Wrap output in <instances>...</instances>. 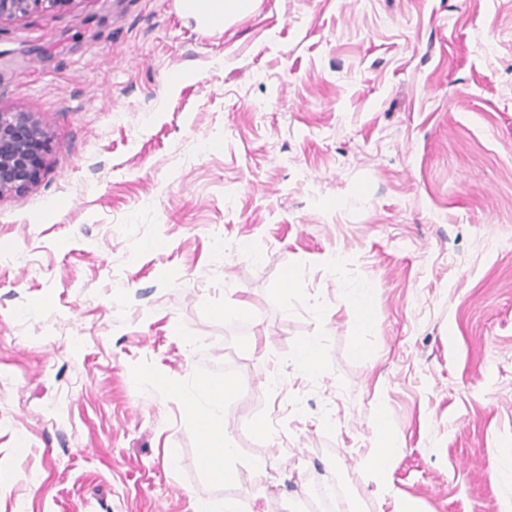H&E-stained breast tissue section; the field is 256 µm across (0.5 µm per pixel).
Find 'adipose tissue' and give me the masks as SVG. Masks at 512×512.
<instances>
[{"label": "adipose tissue", "mask_w": 512, "mask_h": 512, "mask_svg": "<svg viewBox=\"0 0 512 512\" xmlns=\"http://www.w3.org/2000/svg\"><path fill=\"white\" fill-rule=\"evenodd\" d=\"M184 399L187 408L201 421L204 436L201 455L210 476L218 482L233 480L234 473L228 462L234 456L235 448L220 415L224 405L223 386L202 382L196 392L185 393Z\"/></svg>", "instance_id": "obj_1"}]
</instances>
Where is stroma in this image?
<instances>
[{"label": "stroma", "instance_id": "obj_1", "mask_svg": "<svg viewBox=\"0 0 512 512\" xmlns=\"http://www.w3.org/2000/svg\"><path fill=\"white\" fill-rule=\"evenodd\" d=\"M0 111L50 138L0 197V512L512 498V0H254L210 33L70 0L0 21ZM203 381L228 484L175 394ZM183 398L187 408L201 421L204 436L201 455L210 476L218 482L233 480L234 473L227 462L235 455L236 448L219 414L224 405V385L202 382L196 392L183 393Z\"/></svg>", "mask_w": 512, "mask_h": 512}]
</instances>
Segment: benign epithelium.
I'll use <instances>...</instances> for the list:
<instances>
[{
    "instance_id": "7a95c632",
    "label": "benign epithelium",
    "mask_w": 512,
    "mask_h": 512,
    "mask_svg": "<svg viewBox=\"0 0 512 512\" xmlns=\"http://www.w3.org/2000/svg\"><path fill=\"white\" fill-rule=\"evenodd\" d=\"M69 0H0V19L60 8ZM45 152L48 133L25 112H0V198L34 188L40 169L34 164L35 143Z\"/></svg>"
}]
</instances>
